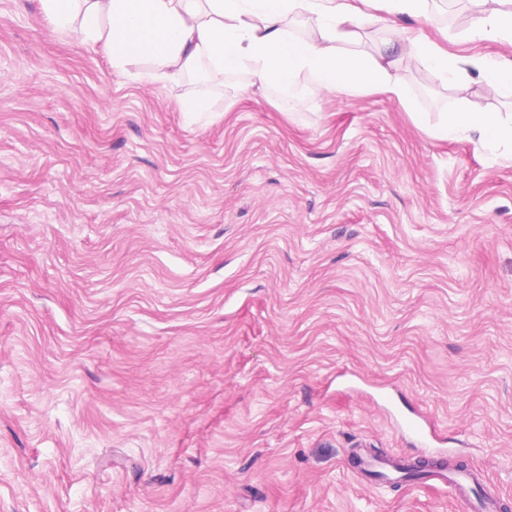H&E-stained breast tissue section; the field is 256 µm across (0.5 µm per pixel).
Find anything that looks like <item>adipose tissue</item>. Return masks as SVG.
Instances as JSON below:
<instances>
[{"instance_id":"adipose-tissue-1","label":"adipose tissue","mask_w":512,"mask_h":512,"mask_svg":"<svg viewBox=\"0 0 512 512\" xmlns=\"http://www.w3.org/2000/svg\"><path fill=\"white\" fill-rule=\"evenodd\" d=\"M481 14L467 37L512 43V10L505 0H480ZM431 0H41L58 32L104 47L114 69L147 62L143 79L171 84L206 70L216 80L246 74L250 84L278 87L301 100L308 74L329 92H373L411 108L398 72L400 60L422 65L454 92L458 111L431 132L441 140L477 137L512 151V111L489 112L481 95L512 99V62H480L449 54L423 33L399 36L403 17L429 16ZM302 18L306 36L290 25ZM373 22L392 33L374 52L358 51Z\"/></svg>"}]
</instances>
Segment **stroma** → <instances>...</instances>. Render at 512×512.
I'll return each instance as SVG.
<instances>
[{"label": "stroma", "mask_w": 512, "mask_h": 512, "mask_svg": "<svg viewBox=\"0 0 512 512\" xmlns=\"http://www.w3.org/2000/svg\"><path fill=\"white\" fill-rule=\"evenodd\" d=\"M477 15L399 25L512 60L456 42ZM139 70L0 0V512H457L348 468L418 459L417 414L512 512V158L433 137L459 104L419 66L421 125ZM179 110L189 122H197L209 117L213 111L211 100L202 94H188L179 101Z\"/></svg>", "instance_id": "1"}]
</instances>
